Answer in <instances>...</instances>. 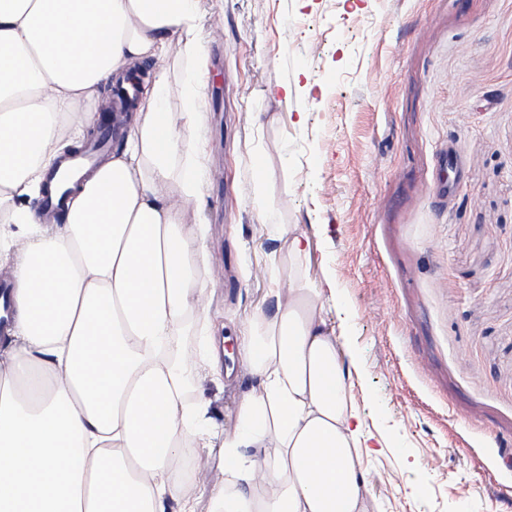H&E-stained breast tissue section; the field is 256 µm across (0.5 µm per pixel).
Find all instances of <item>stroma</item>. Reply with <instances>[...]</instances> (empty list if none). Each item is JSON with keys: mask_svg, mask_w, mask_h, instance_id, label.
Instances as JSON below:
<instances>
[{"mask_svg": "<svg viewBox=\"0 0 512 512\" xmlns=\"http://www.w3.org/2000/svg\"><path fill=\"white\" fill-rule=\"evenodd\" d=\"M199 8L203 184L189 199L171 177L166 199L209 227L215 343L274 307L272 208L313 237L310 282L336 284L325 313L383 442L363 463L376 512H512V0ZM278 80L289 99L268 95ZM224 365L190 396L229 435L257 380Z\"/></svg>", "mask_w": 512, "mask_h": 512, "instance_id": "1", "label": "stroma"}]
</instances>
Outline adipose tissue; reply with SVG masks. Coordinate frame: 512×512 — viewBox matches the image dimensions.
<instances>
[{
  "label": "adipose tissue",
  "instance_id": "obj_1",
  "mask_svg": "<svg viewBox=\"0 0 512 512\" xmlns=\"http://www.w3.org/2000/svg\"><path fill=\"white\" fill-rule=\"evenodd\" d=\"M199 0H0V260L13 314L0 334V512H197L178 469L185 443L218 452L209 512H373L362 471L381 445L349 394L334 285L270 289L237 338L258 388L232 434L189 399L181 338L206 334L208 227L185 230L163 189L194 159L204 46ZM178 42L185 109L166 70L141 96L123 148L69 197L62 223L30 198L64 146L100 119L82 111Z\"/></svg>",
  "mask_w": 512,
  "mask_h": 512
}]
</instances>
